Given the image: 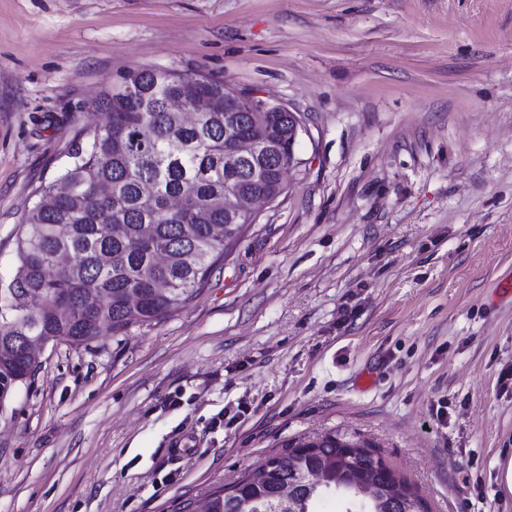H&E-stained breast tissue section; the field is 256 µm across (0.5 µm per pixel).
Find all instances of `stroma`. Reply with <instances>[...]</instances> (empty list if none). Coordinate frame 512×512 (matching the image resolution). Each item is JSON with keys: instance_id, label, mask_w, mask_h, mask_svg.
I'll use <instances>...</instances> for the list:
<instances>
[{"instance_id": "1", "label": "stroma", "mask_w": 512, "mask_h": 512, "mask_svg": "<svg viewBox=\"0 0 512 512\" xmlns=\"http://www.w3.org/2000/svg\"><path fill=\"white\" fill-rule=\"evenodd\" d=\"M145 66L300 113L299 164L186 306L46 345L0 416V512H181L327 435L431 512H512V0H0V279Z\"/></svg>"}]
</instances>
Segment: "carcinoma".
Wrapping results in <instances>:
<instances>
[{
    "mask_svg": "<svg viewBox=\"0 0 512 512\" xmlns=\"http://www.w3.org/2000/svg\"><path fill=\"white\" fill-rule=\"evenodd\" d=\"M218 107L192 121L181 99ZM104 118L79 131L69 163L42 184L25 213L13 276L0 280V408L36 363L28 338L88 347L130 326L150 325L194 299L252 215L231 224L224 199L284 191L292 113L242 92L224 104V83L168 69L127 70L103 90ZM249 149L226 150L224 109ZM71 307L58 314L53 297ZM324 473L320 484L307 472ZM339 494L345 512H429L426 501L365 447L327 436L271 457L183 512H316Z\"/></svg>",
    "mask_w": 512,
    "mask_h": 512,
    "instance_id": "obj_1",
    "label": "carcinoma"
}]
</instances>
